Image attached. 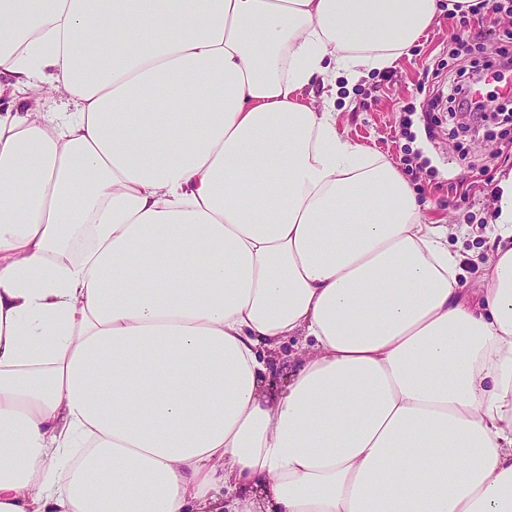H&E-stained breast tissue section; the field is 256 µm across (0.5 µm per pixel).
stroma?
<instances>
[{"label":"stroma","instance_id":"obj_1","mask_svg":"<svg viewBox=\"0 0 512 512\" xmlns=\"http://www.w3.org/2000/svg\"><path fill=\"white\" fill-rule=\"evenodd\" d=\"M490 0H483L477 13L449 16L440 13L426 34L408 54L383 71L371 72L352 91H341L336 101V126L346 139L392 163L406 152L420 153L424 164L405 177L422 204L429 224H466L462 266L467 287L479 288L484 261L496 244L486 229L494 211L491 189L498 174L512 169V157L502 151L512 144V123L488 119L478 131L457 132V122L446 106L430 109L436 90L459 76L450 56L460 37L474 34L476 16H496L497 23L471 56L492 58L501 49L512 50V14H492ZM473 184L462 195L458 182Z\"/></svg>","mask_w":512,"mask_h":512}]
</instances>
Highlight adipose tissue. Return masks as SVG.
Listing matches in <instances>:
<instances>
[{
	"label": "adipose tissue",
	"instance_id": "obj_1",
	"mask_svg": "<svg viewBox=\"0 0 512 512\" xmlns=\"http://www.w3.org/2000/svg\"><path fill=\"white\" fill-rule=\"evenodd\" d=\"M445 1L0 0V512H512V172L474 296L302 100ZM296 341H288L275 353L264 356L267 371L265 376L273 387H278L290 373L298 361V348L294 345Z\"/></svg>",
	"mask_w": 512,
	"mask_h": 512
}]
</instances>
